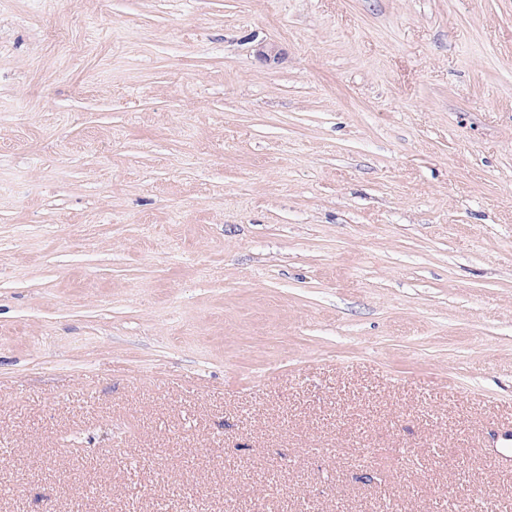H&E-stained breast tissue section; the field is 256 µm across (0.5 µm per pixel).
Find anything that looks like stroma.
Segmentation results:
<instances>
[{
    "label": "stroma",
    "instance_id": "35a3bbf8",
    "mask_svg": "<svg viewBox=\"0 0 512 512\" xmlns=\"http://www.w3.org/2000/svg\"><path fill=\"white\" fill-rule=\"evenodd\" d=\"M508 429L512 0H0V512H512Z\"/></svg>",
    "mask_w": 512,
    "mask_h": 512
}]
</instances>
